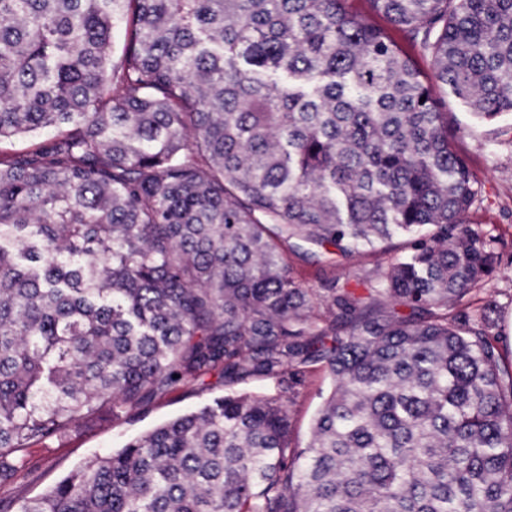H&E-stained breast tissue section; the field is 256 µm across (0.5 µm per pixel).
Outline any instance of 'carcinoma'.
<instances>
[{
    "instance_id": "carcinoma-1",
    "label": "carcinoma",
    "mask_w": 512,
    "mask_h": 512,
    "mask_svg": "<svg viewBox=\"0 0 512 512\" xmlns=\"http://www.w3.org/2000/svg\"><path fill=\"white\" fill-rule=\"evenodd\" d=\"M367 2L432 77L352 0H0V144L53 131L0 152V488L107 407L224 385L0 512H512V355L462 303L482 188L434 90L512 112V0ZM396 236L361 293L288 262ZM354 4L357 10L367 16L372 22L387 28L389 34L397 42L401 50L413 59L419 70L426 75H431V57L419 43L413 42L403 33L392 29L383 18L371 13L369 4L365 0H355ZM329 387V379L317 368L308 377L306 385L292 394L294 403L290 405V438L293 448H302L308 442L310 425L321 403V395H325Z\"/></svg>"
}]
</instances>
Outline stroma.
Wrapping results in <instances>:
<instances>
[{"label": "stroma", "instance_id": "stroma-1", "mask_svg": "<svg viewBox=\"0 0 512 512\" xmlns=\"http://www.w3.org/2000/svg\"><path fill=\"white\" fill-rule=\"evenodd\" d=\"M436 93L456 132L458 151L482 184V198L472 206L465 221L490 239L497 257V267L483 289L468 295L467 300L484 309L492 334L512 352V115L485 121L475 117L450 88L438 87ZM329 387V379L318 369L295 393L290 407L292 447L301 448L308 442L312 419ZM223 394L220 384L204 391L181 392L152 402L130 420H116L111 412H103L71 429L61 440L30 448L31 476L9 489L8 494L20 503L38 497L71 470Z\"/></svg>", "mask_w": 512, "mask_h": 512}]
</instances>
